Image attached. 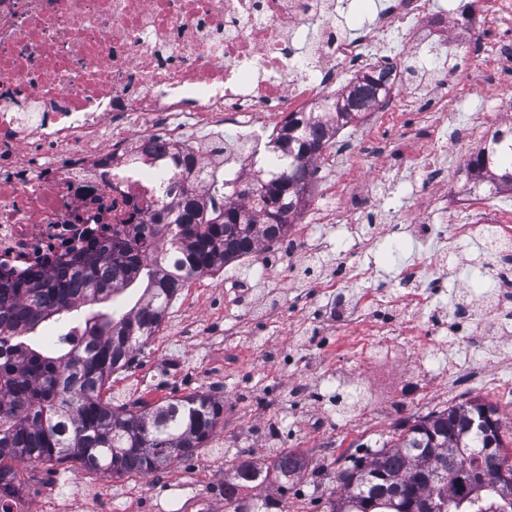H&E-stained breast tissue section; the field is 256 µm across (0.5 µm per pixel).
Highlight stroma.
Masks as SVG:
<instances>
[{
  "label": "stroma",
  "mask_w": 512,
  "mask_h": 512,
  "mask_svg": "<svg viewBox=\"0 0 512 512\" xmlns=\"http://www.w3.org/2000/svg\"><path fill=\"white\" fill-rule=\"evenodd\" d=\"M457 76L448 92V122L465 124L470 115L488 110L478 87L480 69L467 66L468 48L456 50ZM402 115L386 113L376 130L353 144L347 178L355 179L385 165L378 142L396 143L402 135ZM409 190L401 180L376 188L378 223L409 228L404 209ZM354 227L322 224L321 266L308 271L309 261L297 257L287 268L268 271L266 279L285 287L284 314L277 322L251 315L249 306L234 305L217 288V281L241 275L239 265L190 279L169 308L149 344L134 358L136 373L113 374L104 399L114 405L163 404L191 393L208 394L224 404V419L210 442L193 457L142 476L138 488L125 478L82 471L71 464L20 465V499L25 512H225L224 480L243 457L265 465L275 451L292 450L305 458L309 471L285 497L284 512H327V500L340 488L338 474L349 457L366 454L390 439L401 427L430 412L479 398L498 410L505 436L512 437V398L496 387L512 378V305L494 299L498 286L512 284V264L501 267L469 242H462L457 263L440 286L426 292L424 311L405 313V330L419 335L433 326L447 339V349L429 356L397 342L372 344L370 336L320 330L313 343H300L302 330L316 323L323 297L311 289L313 279H332L342 263L369 269L359 286L373 292L390 287L401 265L418 256L393 253L392 235L373 248L350 251ZM473 310L471 334L452 335L454 311ZM240 324L237 364L224 361V319ZM498 328L487 352L498 364L484 375V385L467 376L451 377L448 366L460 361L473 341L484 338L487 325ZM271 349L299 361L315 358L313 374L296 366L271 362Z\"/></svg>",
  "instance_id": "stroma-1"
}]
</instances>
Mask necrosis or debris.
Returning <instances> with one entry per match:
<instances>
[{
    "label": "necrosis or debris",
    "mask_w": 512,
    "mask_h": 512,
    "mask_svg": "<svg viewBox=\"0 0 512 512\" xmlns=\"http://www.w3.org/2000/svg\"><path fill=\"white\" fill-rule=\"evenodd\" d=\"M371 22L348 23V0H0V271L22 279L37 267L110 242L113 234L149 223L172 205L179 187L204 188L225 170L244 181L270 176L272 142L288 113L321 111L352 72L392 70L394 89L432 93L430 109L387 94L385 105L408 113L399 149L415 173L405 208L417 214L414 242L432 250L431 263L405 267L396 292L356 293L323 280L326 327H358L377 315L376 342L397 336L400 291L431 281L455 265L458 242L477 241L495 259L512 257V223L493 198L465 179L458 206L464 223H434L448 212L439 188L448 147L487 141L489 112L512 127V0H377ZM498 25L495 49L484 41ZM456 43L472 47L470 67L486 72L489 112L440 133L428 157L412 141L419 124H433L448 103V70L416 62L417 53ZM235 131L225 139V127ZM207 131L206 141L193 139ZM368 183L322 184L303 222L265 248L266 269L305 254L317 256V224L369 218Z\"/></svg>",
    "instance_id": "obj_1"
}]
</instances>
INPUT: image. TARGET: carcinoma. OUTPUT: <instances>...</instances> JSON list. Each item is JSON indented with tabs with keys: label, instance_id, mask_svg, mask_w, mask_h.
<instances>
[{
	"label": "carcinoma",
	"instance_id": "1",
	"mask_svg": "<svg viewBox=\"0 0 512 512\" xmlns=\"http://www.w3.org/2000/svg\"><path fill=\"white\" fill-rule=\"evenodd\" d=\"M389 71H369L336 99L334 112H293L276 140L288 167L258 180L252 212L224 203L239 184L212 175L208 200L184 189L149 224H137L93 251L34 270L23 281L0 272V512L20 479L13 464L73 462L84 471L122 477L159 472L189 458L224 419V402L190 394L136 410L101 399L106 382L132 363L161 325L188 280L217 273L288 231L300 214L328 145L326 127L351 123L376 102ZM490 168V182L512 189V150L498 158L480 151L466 174ZM178 235L169 252L155 245L163 228ZM112 303V310H94ZM59 332L40 345L30 335L47 322ZM275 471L280 495L305 475L300 455L280 451L268 465L238 461L224 480L229 512H267L280 500L246 504L243 487L263 486ZM483 479H478L479 474ZM329 512H512V453L497 410L473 400L414 421L381 447L349 461Z\"/></svg>",
	"mask_w": 512,
	"mask_h": 512
}]
</instances>
